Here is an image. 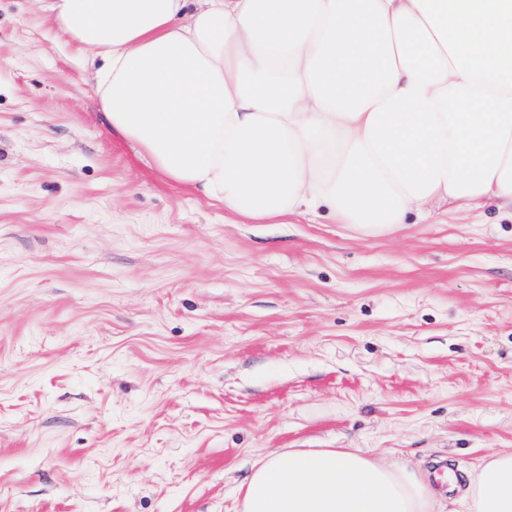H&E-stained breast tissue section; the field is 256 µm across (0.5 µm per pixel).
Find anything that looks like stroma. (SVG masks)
I'll list each match as a JSON object with an SVG mask.
<instances>
[{"label": "stroma", "instance_id": "stroma-1", "mask_svg": "<svg viewBox=\"0 0 512 512\" xmlns=\"http://www.w3.org/2000/svg\"><path fill=\"white\" fill-rule=\"evenodd\" d=\"M291 448L461 482L512 448V207L242 223L112 132L41 0H0V512H238Z\"/></svg>", "mask_w": 512, "mask_h": 512}]
</instances>
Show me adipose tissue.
I'll return each mask as SVG.
<instances>
[{"label": "adipose tissue", "instance_id": "obj_1", "mask_svg": "<svg viewBox=\"0 0 512 512\" xmlns=\"http://www.w3.org/2000/svg\"><path fill=\"white\" fill-rule=\"evenodd\" d=\"M113 131L247 224L330 209L383 235L432 202L512 205V0H42ZM242 512H448L357 448L257 461ZM458 512H512V449Z\"/></svg>", "mask_w": 512, "mask_h": 512}]
</instances>
